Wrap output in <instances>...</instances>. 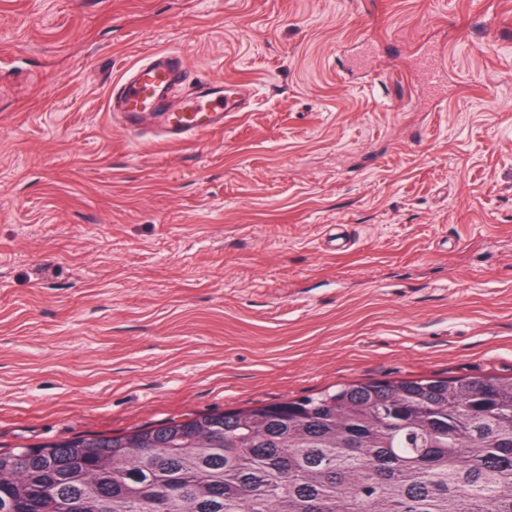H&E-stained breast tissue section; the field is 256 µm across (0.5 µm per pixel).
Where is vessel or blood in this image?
Here are the masks:
<instances>
[{
	"label": "vessel or blood",
	"mask_w": 512,
	"mask_h": 512,
	"mask_svg": "<svg viewBox=\"0 0 512 512\" xmlns=\"http://www.w3.org/2000/svg\"><path fill=\"white\" fill-rule=\"evenodd\" d=\"M178 54L167 51L131 67L112 90V108L125 129L141 134L145 117H160V133L172 142H186L201 134L222 130L233 112L246 110L252 94L246 84L230 79L199 81L179 102L170 99L177 80H189Z\"/></svg>",
	"instance_id": "obj_1"
}]
</instances>
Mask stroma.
Here are the masks:
<instances>
[{
    "mask_svg": "<svg viewBox=\"0 0 512 512\" xmlns=\"http://www.w3.org/2000/svg\"><path fill=\"white\" fill-rule=\"evenodd\" d=\"M1 50L0 449L512 376V0H0ZM162 50L251 107L132 136Z\"/></svg>",
    "mask_w": 512,
    "mask_h": 512,
    "instance_id": "stroma-1",
    "label": "stroma"
}]
</instances>
